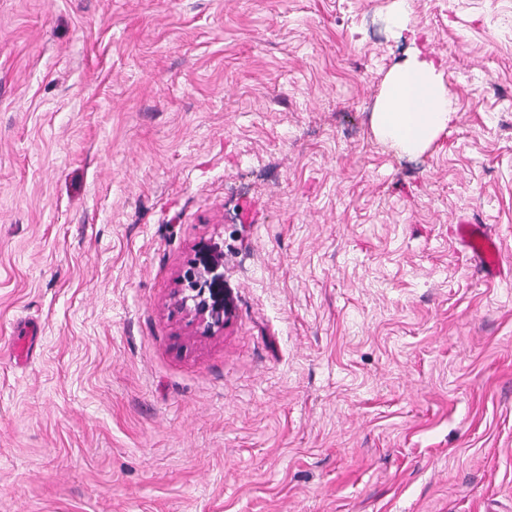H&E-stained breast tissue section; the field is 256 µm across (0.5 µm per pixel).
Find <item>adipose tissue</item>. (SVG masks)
I'll use <instances>...</instances> for the list:
<instances>
[{"label": "adipose tissue", "instance_id": "adipose-tissue-1", "mask_svg": "<svg viewBox=\"0 0 512 512\" xmlns=\"http://www.w3.org/2000/svg\"><path fill=\"white\" fill-rule=\"evenodd\" d=\"M453 111L435 63L414 53L389 73L375 121L385 140L404 151L418 152L447 126Z\"/></svg>", "mask_w": 512, "mask_h": 512}]
</instances>
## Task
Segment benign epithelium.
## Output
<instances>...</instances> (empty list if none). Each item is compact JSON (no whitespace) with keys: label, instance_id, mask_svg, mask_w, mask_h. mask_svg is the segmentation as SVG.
Returning a JSON list of instances; mask_svg holds the SVG:
<instances>
[{"label":"benign epithelium","instance_id":"benign-epithelium-1","mask_svg":"<svg viewBox=\"0 0 512 512\" xmlns=\"http://www.w3.org/2000/svg\"><path fill=\"white\" fill-rule=\"evenodd\" d=\"M181 287L171 296V306L190 318L204 336L224 329L234 302L224 283V254L214 244L198 248L188 268L179 276Z\"/></svg>","mask_w":512,"mask_h":512}]
</instances>
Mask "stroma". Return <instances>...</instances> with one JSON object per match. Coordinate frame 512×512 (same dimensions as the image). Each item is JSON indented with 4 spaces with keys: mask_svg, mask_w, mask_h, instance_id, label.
<instances>
[{
    "mask_svg": "<svg viewBox=\"0 0 512 512\" xmlns=\"http://www.w3.org/2000/svg\"><path fill=\"white\" fill-rule=\"evenodd\" d=\"M392 2L0 0V512H512V0ZM455 110L437 66L417 51L389 73L375 121L385 140L406 152H419L447 126ZM456 234L467 243L472 256L481 264L489 278L495 279L501 275L500 249L482 224H457ZM187 288H177L171 306L190 318L204 336H213L224 329L232 316L234 302L231 290L224 283V254L215 244L198 248L188 268L179 276Z\"/></svg>",
    "mask_w": 512,
    "mask_h": 512,
    "instance_id": "1",
    "label": "stroma"
}]
</instances>
